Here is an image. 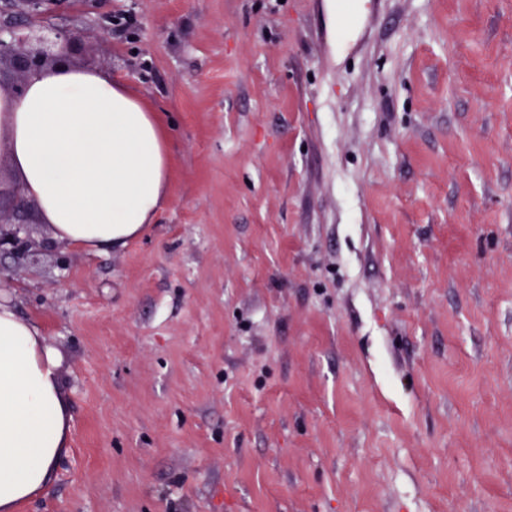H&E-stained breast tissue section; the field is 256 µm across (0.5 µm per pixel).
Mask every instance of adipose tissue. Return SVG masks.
<instances>
[{
	"mask_svg": "<svg viewBox=\"0 0 512 512\" xmlns=\"http://www.w3.org/2000/svg\"><path fill=\"white\" fill-rule=\"evenodd\" d=\"M1 140L55 238L124 243L168 200L166 117L105 73L60 61L21 95L0 94ZM59 366L37 329L0 305V512H15L56 476L70 420Z\"/></svg>",
	"mask_w": 512,
	"mask_h": 512,
	"instance_id": "adipose-tissue-1",
	"label": "adipose tissue"
}]
</instances>
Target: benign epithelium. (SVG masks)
Here are the masks:
<instances>
[{
	"label": "benign epithelium",
	"instance_id": "7a95c632",
	"mask_svg": "<svg viewBox=\"0 0 512 512\" xmlns=\"http://www.w3.org/2000/svg\"><path fill=\"white\" fill-rule=\"evenodd\" d=\"M57 0H10L13 18L0 19V69L16 76L10 92L17 93L30 76L57 61L72 48L74 31L61 30L51 21ZM28 202L14 183L0 185V252L7 251L22 261L38 251L40 244L25 235L24 217Z\"/></svg>",
	"mask_w": 512,
	"mask_h": 512
}]
</instances>
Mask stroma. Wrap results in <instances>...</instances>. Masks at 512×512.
Here are the masks:
<instances>
[{"mask_svg": "<svg viewBox=\"0 0 512 512\" xmlns=\"http://www.w3.org/2000/svg\"><path fill=\"white\" fill-rule=\"evenodd\" d=\"M51 21L166 113L172 166L126 244L34 211L40 250L0 252L71 416L17 512H512V0Z\"/></svg>", "mask_w": 512, "mask_h": 512, "instance_id": "35a3bbf8", "label": "stroma"}]
</instances>
